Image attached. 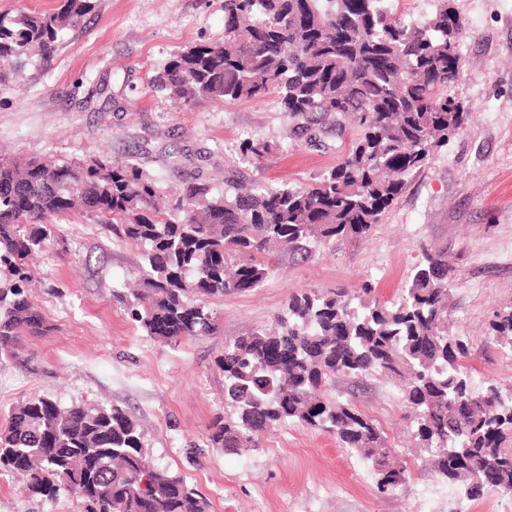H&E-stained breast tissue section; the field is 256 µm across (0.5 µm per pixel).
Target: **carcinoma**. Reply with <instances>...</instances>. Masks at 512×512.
Listing matches in <instances>:
<instances>
[{
    "label": "carcinoma",
    "instance_id": "cac0c4a2",
    "mask_svg": "<svg viewBox=\"0 0 512 512\" xmlns=\"http://www.w3.org/2000/svg\"><path fill=\"white\" fill-rule=\"evenodd\" d=\"M433 2V14L415 18L390 0H224V40L174 53L152 79L190 109L277 95L301 144L320 145L329 133L341 141L336 167L312 183L264 188L230 169L218 190L186 154V176L165 207L137 163L1 160L0 270L9 279L0 286V361L21 359L22 337L48 331L26 260L54 236L53 217L92 216L143 247L139 287L122 299L163 342L212 334L210 302L259 287L274 248L307 255L369 234L404 177L467 118L450 94L466 66L464 23L448 0ZM94 9V0H60L54 12L0 15V90L31 58L52 60L66 31ZM241 152L262 160L271 147L248 138ZM448 272L447 250L424 247L389 304L369 284L352 297L343 289L289 295L277 327L231 339L215 358L225 412L207 446L257 448L260 433L300 423L336 437L369 464L378 489H392L406 467L392 460L384 432L328 394L338 378L378 374L401 383L412 433L440 482L468 500L512 497V387L468 372L470 347L448 332ZM491 328L512 351V307ZM0 476L46 500L74 493L82 512H209L181 476L149 465L143 428L113 405L63 407L42 396L15 406L0 428Z\"/></svg>",
    "mask_w": 512,
    "mask_h": 512
}]
</instances>
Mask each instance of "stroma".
<instances>
[{
	"instance_id": "stroma-1",
	"label": "stroma",
	"mask_w": 512,
	"mask_h": 512,
	"mask_svg": "<svg viewBox=\"0 0 512 512\" xmlns=\"http://www.w3.org/2000/svg\"><path fill=\"white\" fill-rule=\"evenodd\" d=\"M448 4L465 23L459 53L467 66L452 94L469 118L406 177L367 238L308 256L276 253L260 287L213 303L216 333L164 343L120 300L141 274L140 249L92 217L54 218L55 241L28 261L50 330L24 338L25 360L0 362V425L14 406L39 396L64 407L125 408L145 429L149 460L183 477L211 512H512V498L490 492L467 500L434 479L399 383L386 376L337 380L336 394L376 420L405 461L398 488L380 491L361 458L299 423L262 433L254 451L205 445L224 413L214 360L226 341L272 325L298 291L353 292L368 282L381 302L394 301L423 245L448 251V323L472 346L469 371L512 386V352L490 328L495 312L512 306V0ZM223 38L224 0H96L50 63H30L13 89L0 92V158H122L149 169L167 196L187 151L218 188L228 169L299 185L336 165V150L292 140L275 96L188 110L155 92L151 79L174 52ZM252 136L272 145L269 158L242 155V140ZM0 512H80V502L67 492L53 501L27 497L5 476Z\"/></svg>"
}]
</instances>
